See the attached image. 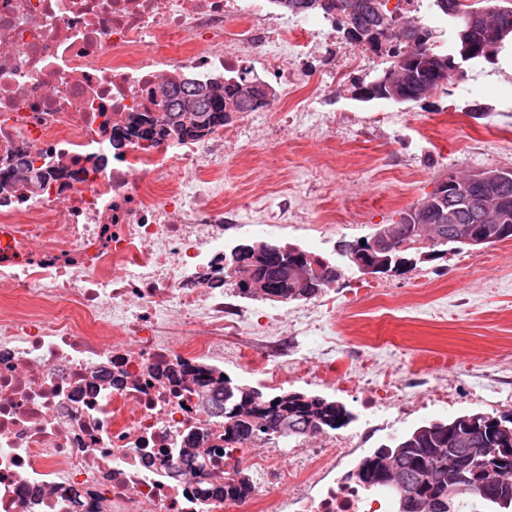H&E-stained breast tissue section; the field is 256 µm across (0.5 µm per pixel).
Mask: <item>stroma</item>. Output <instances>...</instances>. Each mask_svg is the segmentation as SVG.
<instances>
[{"mask_svg": "<svg viewBox=\"0 0 512 512\" xmlns=\"http://www.w3.org/2000/svg\"><path fill=\"white\" fill-rule=\"evenodd\" d=\"M373 76L348 73L300 130H285L283 150L268 136L276 113L259 112L250 152L224 146L235 163L225 202L254 219L280 216L274 242L335 244L399 222L448 173L512 170L511 55L417 103L355 100L356 84ZM327 296L324 324L340 368L401 381L416 400L453 383L452 417L512 412L503 401L512 395V240L451 248L375 277L349 272Z\"/></svg>", "mask_w": 512, "mask_h": 512, "instance_id": "1", "label": "stroma"}]
</instances>
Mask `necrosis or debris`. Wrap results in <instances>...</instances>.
I'll return each mask as SVG.
<instances>
[{
  "mask_svg": "<svg viewBox=\"0 0 512 512\" xmlns=\"http://www.w3.org/2000/svg\"><path fill=\"white\" fill-rule=\"evenodd\" d=\"M268 5L0 0V171L25 156L46 172L36 192L0 190V512H395L352 461L404 388L337 377L323 343L315 362L295 357L275 341L286 313L254 325L233 302L224 143L241 128L132 134L161 116L157 84L182 74L207 80L249 57L282 102L323 51L351 71L378 64L319 16ZM228 361L267 390L293 378L359 391L357 428L308 448L225 442L208 399ZM239 470L251 493L225 497Z\"/></svg>",
  "mask_w": 512,
  "mask_h": 512,
  "instance_id": "necrosis-or-debris-1",
  "label": "necrosis or debris"
}]
</instances>
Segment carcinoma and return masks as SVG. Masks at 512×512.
I'll list each match as a JSON object with an SVG mask.
<instances>
[{
  "label": "carcinoma",
  "instance_id": "obj_1",
  "mask_svg": "<svg viewBox=\"0 0 512 512\" xmlns=\"http://www.w3.org/2000/svg\"><path fill=\"white\" fill-rule=\"evenodd\" d=\"M315 0H270L271 7L283 14L297 16L305 13L319 12L321 7L314 5ZM330 8L336 3L344 4L340 8L342 20L338 22L341 33L347 40H355L346 34L348 29L385 35L386 30L395 25H417L428 36V47L419 51L402 37L383 42L374 40L368 47L375 51H384L390 58L389 65L378 72L372 83L381 81L389 70L398 68L407 74L408 81L403 85L404 102L412 103L423 99L420 95L421 85L436 79L443 71H449L457 62L455 46L460 43L459 32L466 27L463 18L451 24L448 39L443 44L434 40L431 29L421 20L404 16L388 10L386 0H327ZM489 8L487 22L496 33L509 28L511 33L502 45L493 50L491 44L495 36H487L476 30L473 33L476 50L480 54L471 58L470 62L492 63L500 53L512 50V0H480ZM187 76L180 75L166 84V88L180 101L184 107L182 112H165L155 122H150L142 134L154 140L156 137L168 136V128L164 122L175 118L179 126L176 138L181 140L201 135V131L209 130L230 120V114L255 112L263 107L257 99L256 89L252 87L253 77L250 72L242 71L231 75L218 84V92L206 112H194L186 108L191 93L185 89L184 80ZM499 193L487 196L476 185L469 189L470 205L458 211V223H440L441 212L456 206L452 195H439L441 186H436L421 205L429 212L427 224L423 228L435 236V243L421 249L414 246L415 240L407 238L408 225L401 221L392 225L395 243L388 252H378L370 245L371 237L365 241H341L339 245L354 246L359 255L365 259H383L384 272L399 271L413 267L417 255L428 253L430 256L443 252L448 245L465 246V237L476 222L482 217H493L498 213H507V224H483L481 228L490 232L495 242L512 240V173L506 172ZM298 258L309 276V284L295 288L284 276L280 259L284 257ZM235 267L247 272L248 279L238 282L240 290L247 295H255L257 291L251 287V281L259 279L279 290L283 299L298 300L316 296L330 279L327 274L332 263L326 262L300 249L296 245H274V251L265 253L257 251L251 245L240 248L224 258V268ZM232 381L224 377V403L211 400L212 407L224 410V440L243 441L255 433H267L272 437L300 438L308 432L325 429H339L348 425L352 413L339 401L321 396L305 395L288 392L263 399L250 388L239 385L229 388ZM481 428L472 429L465 425L470 415L463 414L433 425L429 422L412 432L393 439V445H382L360 462L357 475L360 481L371 489L385 487L389 489L397 501V512H405L402 508L398 488L390 483L385 475L388 460L396 458L397 464L415 483L431 492L429 509L422 512H512V456L506 458L501 449L512 448V413L494 415L479 413ZM461 448H482L484 452L478 457L479 471L461 472L448 465V457L456 454ZM506 470L511 473L509 482L500 485L498 500H488L483 496L482 483L491 472ZM457 486L460 492L448 496V486ZM251 482L244 474H237V479L224 485V495L238 497L246 494Z\"/></svg>",
  "mask_w": 512,
  "mask_h": 512
}]
</instances>
